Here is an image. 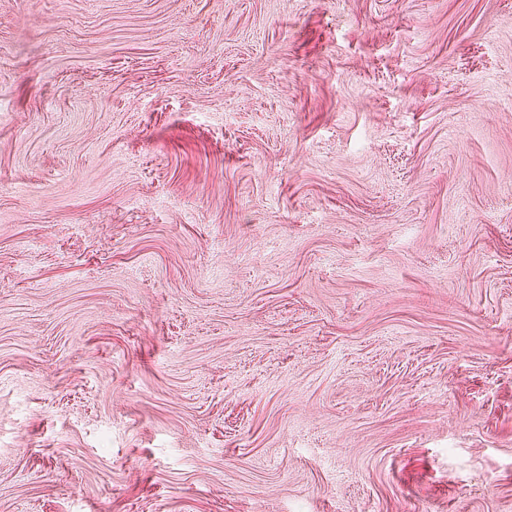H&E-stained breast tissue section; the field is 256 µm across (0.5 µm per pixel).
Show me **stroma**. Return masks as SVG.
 <instances>
[{
	"mask_svg": "<svg viewBox=\"0 0 512 512\" xmlns=\"http://www.w3.org/2000/svg\"><path fill=\"white\" fill-rule=\"evenodd\" d=\"M0 512H512V0H0Z\"/></svg>",
	"mask_w": 512,
	"mask_h": 512,
	"instance_id": "1",
	"label": "stroma"
}]
</instances>
